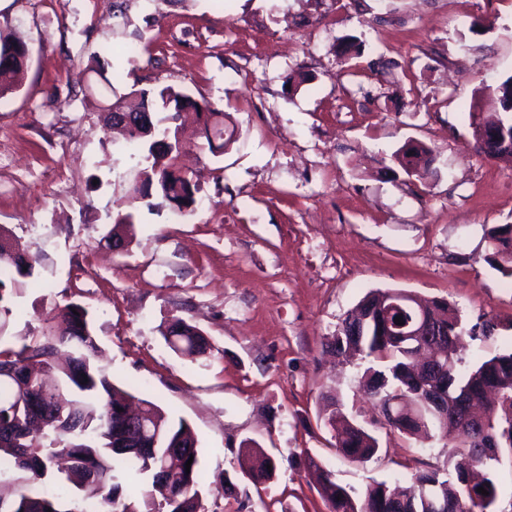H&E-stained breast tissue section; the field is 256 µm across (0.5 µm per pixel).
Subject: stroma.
Returning <instances> with one entry per match:
<instances>
[{
  "instance_id": "stroma-1",
  "label": "stroma",
  "mask_w": 512,
  "mask_h": 512,
  "mask_svg": "<svg viewBox=\"0 0 512 512\" xmlns=\"http://www.w3.org/2000/svg\"><path fill=\"white\" fill-rule=\"evenodd\" d=\"M115 4L0 0V29L29 49L0 99V227L42 258L10 304L14 345L57 308H87L112 383L190 425L208 512H327L311 455L359 492L444 468L445 441L385 425L364 362L325 344L368 292L401 290L495 323L465 365L512 349V277L483 239L512 224V161L467 146L479 89L512 75V0H130L121 29ZM107 42L139 48L102 55L108 85L86 68ZM299 71L308 82L288 87ZM165 86L226 113L220 157L195 113L177 119L201 200L179 224L126 205L144 162L103 125L113 93ZM410 139L432 151L421 180L393 158ZM127 213L133 236L112 249ZM176 317L207 356L166 346ZM327 394L377 437L371 460L337 451ZM245 445L274 457L273 479L242 473Z\"/></svg>"
}]
</instances>
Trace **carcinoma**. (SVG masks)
Instances as JSON below:
<instances>
[{
	"label": "carcinoma",
	"instance_id": "1",
	"mask_svg": "<svg viewBox=\"0 0 512 512\" xmlns=\"http://www.w3.org/2000/svg\"><path fill=\"white\" fill-rule=\"evenodd\" d=\"M24 44L0 29V98L18 89L27 66ZM499 115L487 117L472 106L468 112L470 140L478 132L497 130L502 142L489 151L476 152L488 158L512 160V76L492 88ZM112 106L137 114L143 121L125 130V146L147 152L146 165L129 188L127 203H160L190 214L198 204V187L176 165L179 127L162 125L156 118L169 113L174 121L185 110L201 119V135L211 153L224 152V112L211 103L199 102L171 86L132 90L120 95ZM417 143L402 147L394 159L409 176L418 175L413 156L429 155ZM487 261L512 276V224L485 229ZM38 258L0 229V310L13 297L19 280L31 276ZM391 291L367 294L346 315L329 344L336 357L353 351L380 363L362 376L381 412L391 409L398 416L415 414L423 423L392 428L417 436L424 434L447 441L448 457L442 470H418L412 484L393 487L376 481L358 494L338 483L320 461L308 457V467L319 475V493L329 512H434L430 494L444 504L443 512H493L497 488L489 477L475 481L474 469L490 468L507 454L512 457V352L480 361L471 370L462 368V336L487 334L494 325L484 322L464 329L460 316L442 301L421 302L408 296L401 308L388 312ZM425 307L439 335L448 337L439 358L436 388L448 397L450 406L437 411L427 405L430 383L414 370L417 352L429 345L426 337L400 338L393 334L394 319L409 332ZM168 347L190 359L206 355L210 345L195 326L182 318L162 331ZM98 342L88 311L67 304L58 311V322L48 324L20 348L0 333V366L12 372L0 375V460L10 462L17 485L11 498L0 497V512H83L97 502L101 512H208L205 507V477L200 468L197 441L182 419H171L159 405L138 399L140 422L131 426L118 412L131 392L113 384L97 365ZM326 424L335 432L336 448L352 461H369L378 451L377 439L363 425L348 420L334 397L323 404ZM191 467H186L187 461ZM241 471L270 480L276 464L262 450L247 446L241 451ZM162 497L121 495L122 484L137 488L145 478ZM484 488L487 493L478 492Z\"/></svg>",
	"mask_w": 512,
	"mask_h": 512
}]
</instances>
